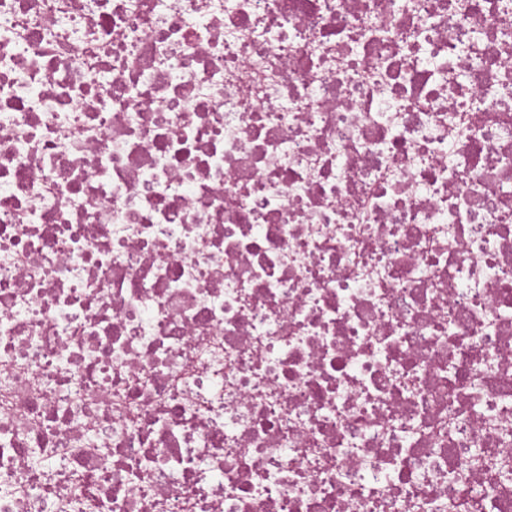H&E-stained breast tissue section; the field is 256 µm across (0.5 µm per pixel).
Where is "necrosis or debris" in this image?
<instances>
[{
    "label": "necrosis or debris",
    "mask_w": 512,
    "mask_h": 512,
    "mask_svg": "<svg viewBox=\"0 0 512 512\" xmlns=\"http://www.w3.org/2000/svg\"><path fill=\"white\" fill-rule=\"evenodd\" d=\"M0 512H512V0H0Z\"/></svg>",
    "instance_id": "obj_1"
}]
</instances>
